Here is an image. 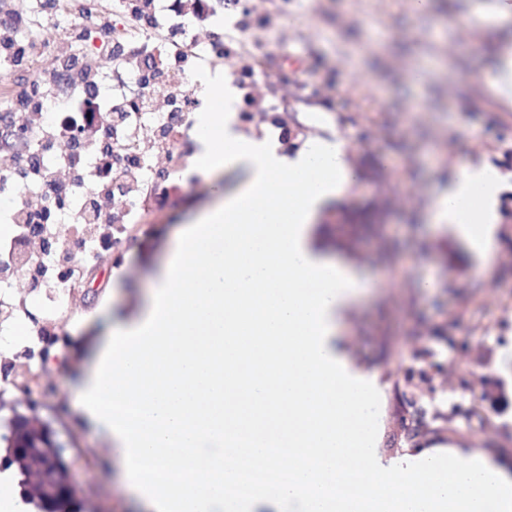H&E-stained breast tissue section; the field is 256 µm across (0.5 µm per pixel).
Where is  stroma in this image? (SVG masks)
Instances as JSON below:
<instances>
[{
    "label": "stroma",
    "instance_id": "35a3bbf8",
    "mask_svg": "<svg viewBox=\"0 0 512 512\" xmlns=\"http://www.w3.org/2000/svg\"><path fill=\"white\" fill-rule=\"evenodd\" d=\"M483 0H250L261 25L237 55L200 61L225 79L252 68L251 91L287 109L288 131L260 118L239 121L247 135L288 134V152L317 129L311 107L348 140L362 177L324 216L322 245L364 264L375 295L354 310L343 343L353 361L377 371L384 396L375 411L384 460L464 440L512 463V190L502 195L499 251L489 270L450 236H436L423 204L450 163L487 158L512 173V102L494 84L497 54L512 27L476 22ZM427 81L410 86L412 69ZM182 180L155 195L140 223L94 259L99 294L75 299L60 316L55 343L31 335L17 349L40 374L41 415L77 457L75 477L94 512H136L113 490L115 473L101 435L67 389L104 333L106 305L133 309L180 224L214 195L196 165L197 141ZM434 284L419 287L421 280Z\"/></svg>",
    "mask_w": 512,
    "mask_h": 512
}]
</instances>
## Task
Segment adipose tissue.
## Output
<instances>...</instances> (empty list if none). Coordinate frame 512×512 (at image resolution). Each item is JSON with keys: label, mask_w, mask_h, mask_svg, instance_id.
<instances>
[{"label": "adipose tissue", "mask_w": 512, "mask_h": 512, "mask_svg": "<svg viewBox=\"0 0 512 512\" xmlns=\"http://www.w3.org/2000/svg\"><path fill=\"white\" fill-rule=\"evenodd\" d=\"M216 93L219 108L195 115L200 169L237 183L216 187L215 203L183 225L135 312H113L70 384L108 445L117 492L140 512H512V466L481 448L439 446L387 465L378 454L371 408L383 389L340 342L369 283L314 239L360 179L347 142L315 136L284 154L277 140L236 130L231 85ZM511 182L485 159L449 168L423 217L492 266ZM112 399L144 412L128 421ZM238 430L257 464L288 471L286 483L225 493L224 436ZM350 471L363 490L346 495L337 484Z\"/></svg>", "instance_id": "ef3b65f1"}]
</instances>
